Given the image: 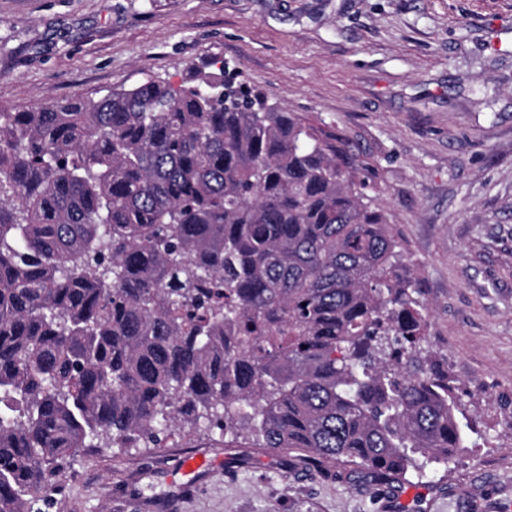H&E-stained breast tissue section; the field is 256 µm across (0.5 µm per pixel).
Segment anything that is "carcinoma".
<instances>
[{
	"label": "carcinoma",
	"mask_w": 512,
	"mask_h": 512,
	"mask_svg": "<svg viewBox=\"0 0 512 512\" xmlns=\"http://www.w3.org/2000/svg\"><path fill=\"white\" fill-rule=\"evenodd\" d=\"M371 174L222 66L1 111L0 512L202 426L385 481L468 447Z\"/></svg>",
	"instance_id": "1"
}]
</instances>
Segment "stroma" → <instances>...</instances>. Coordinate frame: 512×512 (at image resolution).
I'll list each match as a JSON object with an SVG mask.
<instances>
[{
	"label": "stroma",
	"instance_id": "35a3bbf8",
	"mask_svg": "<svg viewBox=\"0 0 512 512\" xmlns=\"http://www.w3.org/2000/svg\"><path fill=\"white\" fill-rule=\"evenodd\" d=\"M215 62L371 158L479 433L388 486L203 427L82 448L40 512H512V0H0V110L177 86ZM196 454L212 467L184 474Z\"/></svg>",
	"mask_w": 512,
	"mask_h": 512
}]
</instances>
